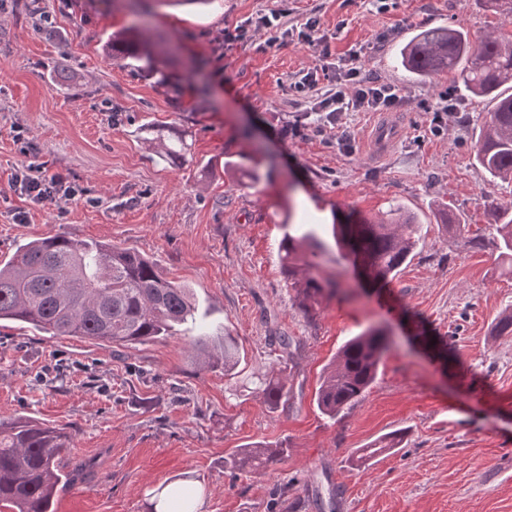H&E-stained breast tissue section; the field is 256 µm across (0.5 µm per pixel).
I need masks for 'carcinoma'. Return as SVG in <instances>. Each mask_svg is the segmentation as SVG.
<instances>
[{
  "label": "carcinoma",
  "instance_id": "cac0c4a2",
  "mask_svg": "<svg viewBox=\"0 0 512 512\" xmlns=\"http://www.w3.org/2000/svg\"><path fill=\"white\" fill-rule=\"evenodd\" d=\"M108 58L130 60L159 74V53L143 43L136 27L108 34ZM401 64L410 77L423 81L442 71L461 69L465 89L495 103L482 123L474 155L490 177L512 183V41L486 37L475 43L461 27L439 26L412 32L400 45ZM511 90L506 95L502 88ZM158 154L182 160L187 144L180 138L157 137ZM500 224H490L489 239L464 238V245L486 240L501 256L512 257V201L501 208ZM441 223L449 234L462 235L459 218L443 210ZM341 240L361 257L363 273L387 284L411 258L420 225L393 208L384 218H365L348 225ZM307 240L285 232L279 247L283 273L293 282L298 306L308 314L324 298L336 295L340 283L315 275L312 263H301L300 243ZM198 304L191 289L167 279L144 255L106 243L67 237L29 242L16 257L0 262V322L17 321L53 336H77L116 345L146 344L173 335L195 319ZM391 348L385 329L371 327L348 339L326 368L315 394L317 408L334 419L359 402L376 379ZM193 359L201 369L229 373L240 362L236 339L224 334L198 336ZM264 402L276 408L288 401L287 380L270 381ZM67 431L35 420L0 419V508L9 512H55V501L67 485L62 454L69 448ZM284 453L281 446H246L224 460V467L243 471Z\"/></svg>",
  "mask_w": 512,
  "mask_h": 512
}]
</instances>
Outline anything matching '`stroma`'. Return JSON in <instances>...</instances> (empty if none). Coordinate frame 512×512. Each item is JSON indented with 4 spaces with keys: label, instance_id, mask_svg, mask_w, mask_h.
I'll use <instances>...</instances> for the list:
<instances>
[{
    "label": "stroma",
    "instance_id": "35a3bbf8",
    "mask_svg": "<svg viewBox=\"0 0 512 512\" xmlns=\"http://www.w3.org/2000/svg\"><path fill=\"white\" fill-rule=\"evenodd\" d=\"M29 0H0V260L27 242L65 236L107 243L154 260L191 288L202 312L165 339L118 346L0 323V418L31 417L72 436L70 481L56 512H151L159 490L184 486L199 512H512V336L495 324L512 311V262L470 248L440 227L449 208L484 234L512 183L490 181L474 162L478 128L493 103L465 94L451 73L420 85L395 62L417 29L452 25L472 40L512 36V0H288L289 26L320 20L331 61L360 52L374 77L395 87L397 112H346L333 132L306 116L310 92L290 84L320 68L292 40L264 46L253 34L225 50V29L270 13L279 0H210L204 9L145 0L147 34L174 56L166 80L108 59L104 34L136 21L128 0H45L42 29ZM202 62L198 98L183 64ZM457 110L430 132L441 93ZM297 122L301 133L285 134ZM376 122L402 134L384 150ZM250 126L253 138L242 135ZM190 146L173 163L157 154L165 128ZM30 162L79 184L86 201L34 205L12 188ZM401 206L421 224L418 247L392 283L367 281L337 247L334 224ZM25 223L13 220L16 211ZM307 235L306 253L341 290L310 315L295 303L279 242ZM371 325L394 340L365 397L336 418L315 393L324 368ZM230 330L241 353L231 375L192 365L201 333ZM294 340L282 360L273 339ZM281 375L288 401L269 407L264 382ZM401 433L368 461L363 449ZM256 444L288 450L231 474L224 459Z\"/></svg>",
    "mask_w": 512,
    "mask_h": 512
}]
</instances>
